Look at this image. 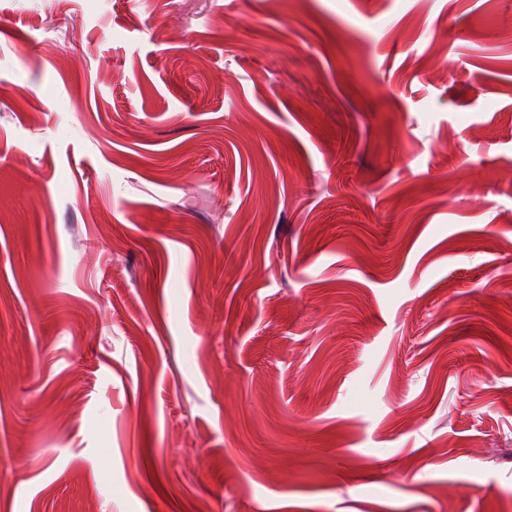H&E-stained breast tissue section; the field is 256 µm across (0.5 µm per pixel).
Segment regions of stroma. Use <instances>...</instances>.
I'll use <instances>...</instances> for the list:
<instances>
[{"instance_id": "stroma-1", "label": "stroma", "mask_w": 512, "mask_h": 512, "mask_svg": "<svg viewBox=\"0 0 512 512\" xmlns=\"http://www.w3.org/2000/svg\"><path fill=\"white\" fill-rule=\"evenodd\" d=\"M0 512H512V0H0Z\"/></svg>"}]
</instances>
